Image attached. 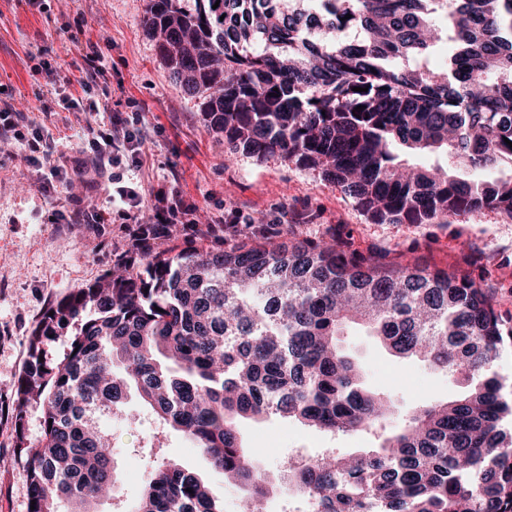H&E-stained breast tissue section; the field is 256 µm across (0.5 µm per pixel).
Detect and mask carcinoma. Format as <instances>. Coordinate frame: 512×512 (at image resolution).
I'll use <instances>...</instances> for the list:
<instances>
[{
	"mask_svg": "<svg viewBox=\"0 0 512 512\" xmlns=\"http://www.w3.org/2000/svg\"><path fill=\"white\" fill-rule=\"evenodd\" d=\"M324 2L148 0L143 24L229 153L313 170L375 224L512 216V176H485L512 165V0ZM439 155L454 165L414 161ZM180 233L166 250L173 225H132L112 273L51 303L28 337L11 419L32 512H57L60 498L95 512L110 497L112 438L98 421L131 389L155 416L149 456L176 431L265 509L273 486L240 420L348 434L393 413L343 348L350 325L465 392L412 410L374 448L289 462L301 504L512 512V397L496 371L512 327L473 280L383 262L334 235L288 238L244 215L230 229ZM59 336L69 351L53 362L46 346ZM33 404L44 408L37 444ZM131 512L224 503L180 460L161 458Z\"/></svg>",
	"mask_w": 512,
	"mask_h": 512,
	"instance_id": "cac0c4a2",
	"label": "carcinoma"
}]
</instances>
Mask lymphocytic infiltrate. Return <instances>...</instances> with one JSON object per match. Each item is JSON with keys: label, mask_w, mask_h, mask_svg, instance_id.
Segmentation results:
<instances>
[{"label": "lymphocytic infiltrate", "mask_w": 512, "mask_h": 512, "mask_svg": "<svg viewBox=\"0 0 512 512\" xmlns=\"http://www.w3.org/2000/svg\"><path fill=\"white\" fill-rule=\"evenodd\" d=\"M79 60L74 63L71 73H61L54 60L42 59L32 70L36 84L33 94L36 99L46 100L47 111L61 109L78 112H97L101 105L93 100L92 91H99L101 98L109 97L112 68L100 43L92 40L78 42ZM79 84L82 93L74 95L69 88ZM27 123L25 106L22 102L0 105V142L25 141L30 161L48 164V184L67 188L80 182L95 188L106 186L109 196L108 209L94 214L75 209L70 214L52 215L54 224H104L115 217L125 221H136L140 212L142 196L134 187L126 184L120 171L121 157L130 154L138 166H145L147 159L141 149V140L131 129L122 115H113L109 129L88 127L87 145L78 155L66 158L64 163L51 162L53 147L45 128L33 129L31 135H24Z\"/></svg>", "instance_id": "f902f5d3"}]
</instances>
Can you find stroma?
<instances>
[{
  "label": "stroma",
  "mask_w": 512,
  "mask_h": 512,
  "mask_svg": "<svg viewBox=\"0 0 512 512\" xmlns=\"http://www.w3.org/2000/svg\"><path fill=\"white\" fill-rule=\"evenodd\" d=\"M146 5L147 0H46L39 7L0 0V84L29 96L30 119L47 124L59 152L73 156L84 147L86 118L72 112L45 116L42 103L30 97V73L45 50L64 66L75 59L71 38L82 17L87 24L81 31L104 35L111 46L112 95L97 120L109 125L114 111L133 117L148 161L129 176L143 195L176 191L198 206L203 222L232 206L303 236L333 233L365 254L387 253L405 265L455 271L474 280L503 319L512 318V217L484 210L449 216L444 224H374L315 171L277 158L258 162L227 153L223 137L206 132L197 100L175 85L144 32ZM172 171L177 181L169 180ZM44 178V168L29 164L24 144L13 143L10 155L0 154V512H28L27 471L11 459L6 413L26 363V339L50 303L109 272L115 252L128 241V227L120 223H50L58 211L106 208L107 196L103 188L78 182L48 192ZM344 346L363 366L366 383L392 397L394 418L353 435L326 434L280 418L242 420L247 443L258 449L261 467L277 483L274 512H292L297 505V493L281 480L289 458L327 448L351 453L375 447L423 399H450L462 389L422 361L391 355L363 331H350ZM101 425L112 435L115 483L99 512H125L151 470L143 445L154 418L133 392L122 411ZM164 451L194 469L223 499L225 512H238V489L190 443L171 432Z\"/></svg>",
  "instance_id": "35a3bbf8"
}]
</instances>
